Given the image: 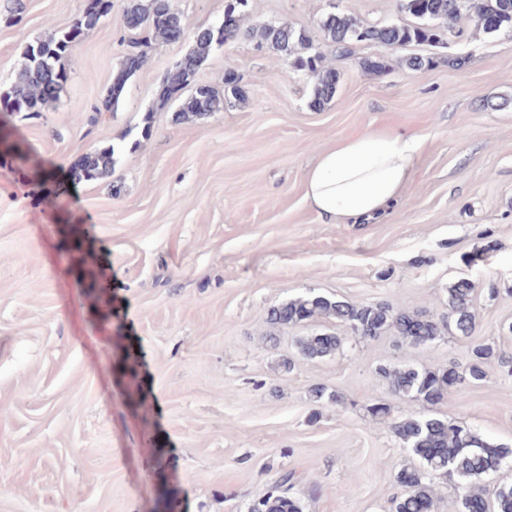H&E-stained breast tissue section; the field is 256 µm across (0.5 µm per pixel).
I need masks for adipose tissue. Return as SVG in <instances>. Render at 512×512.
Instances as JSON below:
<instances>
[{
    "mask_svg": "<svg viewBox=\"0 0 512 512\" xmlns=\"http://www.w3.org/2000/svg\"><path fill=\"white\" fill-rule=\"evenodd\" d=\"M424 145L416 132L392 126L339 139L309 171L304 198L332 220L380 218L403 196Z\"/></svg>",
    "mask_w": 512,
    "mask_h": 512,
    "instance_id": "ef3b65f1",
    "label": "adipose tissue"
}]
</instances>
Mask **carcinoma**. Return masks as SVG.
<instances>
[{
    "mask_svg": "<svg viewBox=\"0 0 512 512\" xmlns=\"http://www.w3.org/2000/svg\"><path fill=\"white\" fill-rule=\"evenodd\" d=\"M400 9L415 19L408 23H363L354 17L331 13L320 21L325 37L334 45L336 55L348 56L362 43H375L389 48L408 45H434L443 41L446 34L460 37L457 28L461 18H471L477 28L486 34L512 30V0H401ZM112 12V0H87L83 12L62 30L52 31L45 39L26 47L24 61L10 86L0 90V116L9 117L25 112L37 115L52 103L67 80V63L73 49L85 31L96 27ZM124 24L129 30H146V39L135 43L136 50L127 54L126 60L112 78V85L100 103L94 106L95 123L103 114L114 113L129 78L146 60L142 47L148 41L175 42L185 35L182 16L174 11L169 0H129L123 10ZM243 14L230 21V25H212L198 29L193 45L164 77L157 97L155 110L174 111L175 120L202 119L226 106H233L242 98L237 77L224 80V92L194 83L199 67L216 46L250 36L242 31ZM257 47H272L291 59L296 72L313 80L311 105L320 107L336 93L339 74L313 45L306 31L287 23L264 24L259 28ZM115 147H108L87 155L73 167V180L97 181L112 176L116 163ZM71 238L81 251L78 259L79 277L91 278L90 287L98 289L102 306L109 307L103 297L105 284L94 269L88 267L91 250H83V241L71 230ZM476 284L461 277L448 286V315L436 320L418 310L395 309L387 303L354 305L339 298L310 292L273 307L267 323L283 327L305 323L317 318L333 319L345 325L360 338H375L387 331L402 337L410 347L431 343L448 333L469 338L474 335L477 321L473 308ZM345 338L333 332L301 336L295 347L303 358L317 360L330 357L339 351ZM504 366L509 360L490 345L472 347L470 361L464 371L456 367L419 371L407 366H381L379 374L392 390L409 403L435 405L458 384L467 381L478 385L486 381L492 362ZM400 439L413 449L420 465L400 470L398 482L408 493L393 500L394 512H434L435 502L431 489L434 475L457 479L463 490L460 512H512V484H498L488 489L484 483L502 463L512 458V449L493 445L471 429L453 419L423 418L409 413L395 424ZM298 476L286 471L276 479L268 491L253 501L250 512H303L300 498L294 488Z\"/></svg>",
    "mask_w": 512,
    "mask_h": 512,
    "instance_id": "1",
    "label": "carcinoma"
}]
</instances>
